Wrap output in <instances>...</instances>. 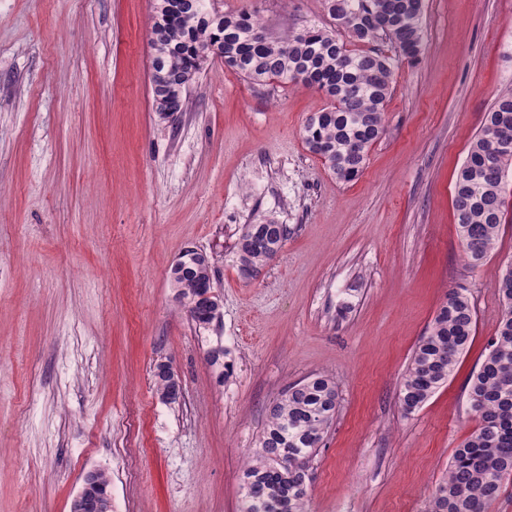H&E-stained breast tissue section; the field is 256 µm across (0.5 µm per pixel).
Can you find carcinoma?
Wrapping results in <instances>:
<instances>
[{"label": "carcinoma", "mask_w": 512, "mask_h": 512, "mask_svg": "<svg viewBox=\"0 0 512 512\" xmlns=\"http://www.w3.org/2000/svg\"><path fill=\"white\" fill-rule=\"evenodd\" d=\"M334 22L308 24L282 35L267 29L256 12L226 14L215 0H153L150 28L151 91L155 111L172 118L184 111L187 87L215 58L251 83L314 87L329 100L309 115L302 140L341 183L363 173L372 146L385 130L392 77L420 59L424 0H323ZM265 34L256 40V33ZM389 42L397 53H386ZM512 175V88L496 95L470 142L454 186L457 233L473 266L496 251L506 221V186ZM288 227L271 221L247 224L234 246L246 279L259 276L281 249ZM213 258L185 251L171 270L172 287L190 319L211 324L215 305L197 302L213 288ZM502 314L495 336L467 384L478 425L455 449L445 477L432 491L429 512H489L512 479V264L496 284ZM475 309L463 288L448 292L418 342L402 378L405 414L425 404L453 373L473 339ZM156 393L175 403L181 382L170 364L154 371ZM339 392L333 378L315 374L288 386L267 410L255 455L242 471L239 512H307L310 462L336 419ZM111 482L95 472L84 501L70 512H112Z\"/></svg>", "instance_id": "cac0c4a2"}]
</instances>
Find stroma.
I'll return each instance as SVG.
<instances>
[{"mask_svg":"<svg viewBox=\"0 0 512 512\" xmlns=\"http://www.w3.org/2000/svg\"><path fill=\"white\" fill-rule=\"evenodd\" d=\"M151 0H0V512H69L87 472L113 512H237L269 405L334 378L336 419L311 463L309 512H427L478 420L467 382L501 316L512 223L461 257L456 173L512 85V0H425L418 64L393 76L385 133L354 182L301 138L314 88L245 81L213 61L177 119L155 112ZM284 33L331 26L323 0H218ZM288 225L257 278L233 262L244 225ZM214 259L206 327L170 273ZM476 309L468 351L412 414L398 392L448 291ZM225 349L221 377L208 360ZM182 384L162 402L153 370Z\"/></svg>","mask_w":512,"mask_h":512,"instance_id":"35a3bbf8","label":"stroma"}]
</instances>
